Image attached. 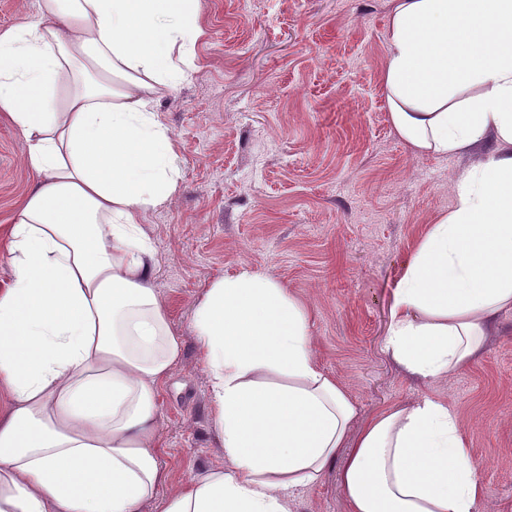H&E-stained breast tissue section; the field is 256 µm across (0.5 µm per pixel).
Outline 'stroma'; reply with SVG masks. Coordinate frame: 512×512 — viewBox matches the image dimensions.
Instances as JSON below:
<instances>
[{"label": "stroma", "instance_id": "obj_1", "mask_svg": "<svg viewBox=\"0 0 512 512\" xmlns=\"http://www.w3.org/2000/svg\"><path fill=\"white\" fill-rule=\"evenodd\" d=\"M389 0H201L193 71L155 112L179 154L177 191L144 214L156 286L182 355L161 390L169 490L224 464L190 329L211 281L249 267L312 314L321 367L360 419L424 395L448 401L484 476L486 512H512V312L481 356L431 385L385 354L393 294L420 238L452 209L477 156H417L385 102ZM26 142L0 113V226L33 186ZM295 512H347L336 472Z\"/></svg>", "mask_w": 512, "mask_h": 512}]
</instances>
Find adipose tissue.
<instances>
[{"instance_id": "adipose-tissue-1", "label": "adipose tissue", "mask_w": 512, "mask_h": 512, "mask_svg": "<svg viewBox=\"0 0 512 512\" xmlns=\"http://www.w3.org/2000/svg\"><path fill=\"white\" fill-rule=\"evenodd\" d=\"M391 126L415 155H480L394 292L385 350L431 384L467 367L512 311V0H389ZM200 0H40L0 33V112L36 186L7 226L0 289V512H294L338 470L348 512H480L456 412L426 395L358 432L306 305L268 275L214 279L191 330L224 465L169 480L158 396L182 352L154 286L146 210L176 191L153 103L189 75ZM82 67L59 96L62 77Z\"/></svg>"}]
</instances>
